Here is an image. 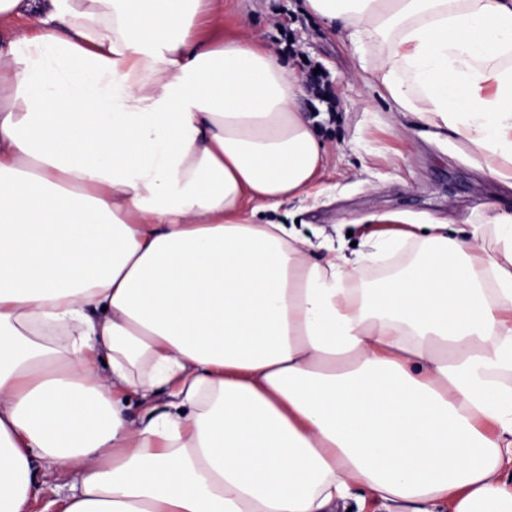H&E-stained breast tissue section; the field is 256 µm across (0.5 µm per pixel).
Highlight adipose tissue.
Segmentation results:
<instances>
[{"instance_id":"obj_1","label":"adipose tissue","mask_w":512,"mask_h":512,"mask_svg":"<svg viewBox=\"0 0 512 512\" xmlns=\"http://www.w3.org/2000/svg\"><path fill=\"white\" fill-rule=\"evenodd\" d=\"M224 9L0 0V512L56 475L57 512H512V211L350 255L259 222L329 153L304 77ZM303 9L512 185V0Z\"/></svg>"}]
</instances>
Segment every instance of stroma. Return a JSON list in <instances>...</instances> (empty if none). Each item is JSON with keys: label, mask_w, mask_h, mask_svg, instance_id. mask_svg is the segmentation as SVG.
Here are the masks:
<instances>
[{"label": "stroma", "mask_w": 512, "mask_h": 512, "mask_svg": "<svg viewBox=\"0 0 512 512\" xmlns=\"http://www.w3.org/2000/svg\"><path fill=\"white\" fill-rule=\"evenodd\" d=\"M231 20L249 25L302 72L321 70L302 106L318 117L330 161L312 197L267 213L272 222L330 240L382 230L377 215L401 212L458 230L483 223L489 203L512 210V188L472 161L455 134L417 127L398 134L376 89L351 81L353 48L301 9V0H227Z\"/></svg>", "instance_id": "1"}]
</instances>
